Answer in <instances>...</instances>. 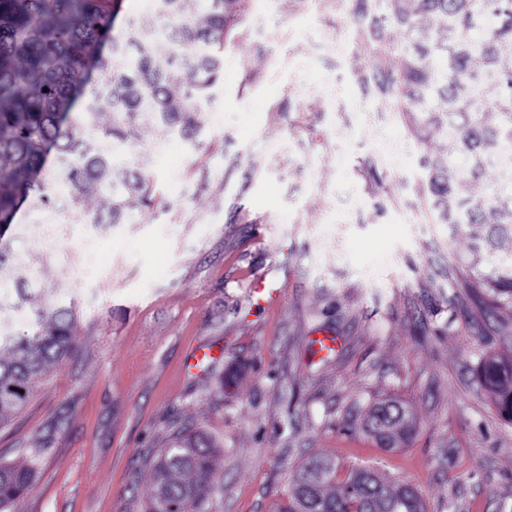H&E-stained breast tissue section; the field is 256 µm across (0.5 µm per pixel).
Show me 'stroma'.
Instances as JSON below:
<instances>
[{
  "label": "stroma",
  "mask_w": 512,
  "mask_h": 512,
  "mask_svg": "<svg viewBox=\"0 0 512 512\" xmlns=\"http://www.w3.org/2000/svg\"><path fill=\"white\" fill-rule=\"evenodd\" d=\"M381 36L403 40L386 0H250L197 141L128 138L150 209L94 226L58 187L19 211L13 248L74 309L78 351L0 428V460L37 475L11 512H144L184 423L224 445L210 512H273L312 456L411 484L429 512H512V424L477 379L512 357V312L470 287L469 229L427 203L420 162L450 143H419L381 93L400 67ZM385 398L411 409L407 447L359 430Z\"/></svg>",
  "instance_id": "obj_1"
}]
</instances>
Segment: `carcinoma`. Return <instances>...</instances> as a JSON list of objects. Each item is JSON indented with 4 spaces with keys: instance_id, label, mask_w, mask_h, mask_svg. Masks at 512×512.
I'll return each mask as SVG.
<instances>
[{
    "instance_id": "carcinoma-1",
    "label": "carcinoma",
    "mask_w": 512,
    "mask_h": 512,
    "mask_svg": "<svg viewBox=\"0 0 512 512\" xmlns=\"http://www.w3.org/2000/svg\"><path fill=\"white\" fill-rule=\"evenodd\" d=\"M184 2L155 0L153 12L115 35L112 0H0V226H11L25 203L51 206L53 183L67 187L70 205L91 224H120L151 206L153 181L93 143L110 139L119 151L128 128L140 124L191 140L201 129L202 104L222 66L218 52L232 44L247 0H207L194 17L184 14ZM388 9L403 42H385L401 65L381 90L407 113L417 139L454 143V153L422 159L429 206L442 224L488 225L485 236H472V287L491 309H511L512 251L494 252L512 238V0H389ZM52 152L58 169L47 165ZM492 168L501 181L488 185ZM92 198L103 199L106 212L88 211ZM13 269L10 243L0 240V283L13 284L15 309H29L31 324L24 336L0 333V427L25 409L48 365L76 352L72 308L32 304L37 271L13 279ZM479 376L497 413L512 423V357L487 355ZM362 429L378 443L402 446L413 434L410 409L378 402ZM218 451L206 430L174 428L154 458L145 512H209ZM35 476L30 466L0 462V512L32 489ZM274 512L426 507L410 484L358 467L340 479L334 459L316 457L297 467Z\"/></svg>"
}]
</instances>
